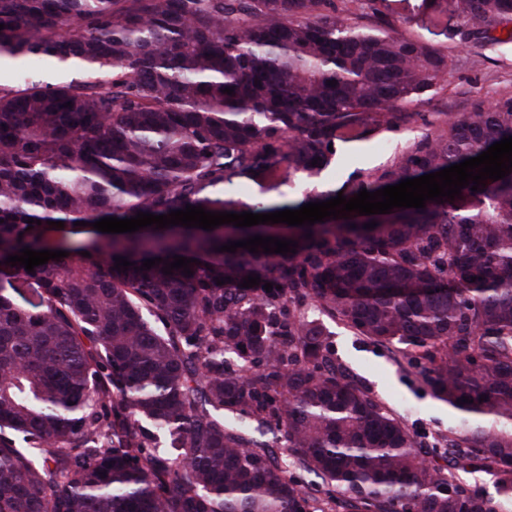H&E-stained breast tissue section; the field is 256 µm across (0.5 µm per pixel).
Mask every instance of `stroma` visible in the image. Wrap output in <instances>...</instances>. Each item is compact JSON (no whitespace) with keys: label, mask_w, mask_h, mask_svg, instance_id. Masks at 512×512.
Returning <instances> with one entry per match:
<instances>
[{"label":"stroma","mask_w":512,"mask_h":512,"mask_svg":"<svg viewBox=\"0 0 512 512\" xmlns=\"http://www.w3.org/2000/svg\"><path fill=\"white\" fill-rule=\"evenodd\" d=\"M455 67L440 94L415 107L413 123L338 150L335 168L325 175V186L339 187L350 176H368L428 133L432 113L451 115L475 111L504 95H512V43L479 50L455 48ZM328 342L348 377L363 385L384 408L403 421L423 444L447 435L458 426V415L434 399L422 385L417 368L407 357L372 344L350 329L329 323Z\"/></svg>","instance_id":"obj_1"}]
</instances>
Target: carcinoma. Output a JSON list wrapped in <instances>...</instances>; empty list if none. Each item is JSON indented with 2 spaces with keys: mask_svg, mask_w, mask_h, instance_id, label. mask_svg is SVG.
<instances>
[{
  "mask_svg": "<svg viewBox=\"0 0 512 512\" xmlns=\"http://www.w3.org/2000/svg\"><path fill=\"white\" fill-rule=\"evenodd\" d=\"M350 2L0 0V57L58 74L0 81V512H502L512 502V172L423 209L293 227L298 247L285 255L215 251L265 235L248 227L75 225L188 204L296 210L512 136V95L437 112L435 132L379 173L323 188L329 147L408 126L407 106L444 88L448 45L512 41V0H420L435 42L403 32L405 0H357L355 12ZM74 69L83 77H65ZM240 181L257 195L229 193ZM50 221L97 242L53 244ZM24 247L69 255L31 273L4 264ZM175 256L199 260L193 275L139 269ZM117 257L132 266L114 269ZM250 274L259 287H240ZM311 309L409 356L459 412L466 425L432 453L444 464L336 369ZM467 468L500 476L499 498L457 481Z\"/></svg>",
  "mask_w": 512,
  "mask_h": 512,
  "instance_id": "obj_1",
  "label": "carcinoma"
}]
</instances>
